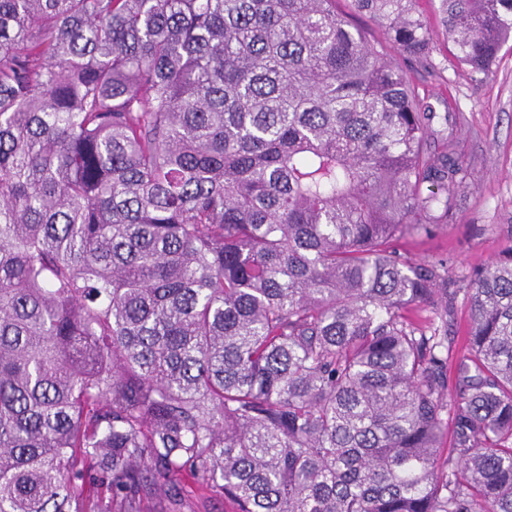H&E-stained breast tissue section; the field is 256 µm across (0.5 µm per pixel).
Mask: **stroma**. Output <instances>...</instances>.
Listing matches in <instances>:
<instances>
[{
	"label": "stroma",
	"mask_w": 512,
	"mask_h": 512,
	"mask_svg": "<svg viewBox=\"0 0 512 512\" xmlns=\"http://www.w3.org/2000/svg\"><path fill=\"white\" fill-rule=\"evenodd\" d=\"M354 22L434 110L427 150H440L451 133L462 144L472 186L460 192L452 222L427 235L404 236L398 248L417 263L442 262L452 287H467L474 269L491 266L512 246V48L503 47L493 76L478 81L448 52L441 27L433 29L430 58L419 61L401 55L371 18L358 15ZM184 497L180 506L144 499L141 512H237L233 501L189 483Z\"/></svg>",
	"instance_id": "1"
}]
</instances>
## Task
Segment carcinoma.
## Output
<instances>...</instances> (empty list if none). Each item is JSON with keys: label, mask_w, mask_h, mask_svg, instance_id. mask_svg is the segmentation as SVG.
Here are the masks:
<instances>
[{"label": "carcinoma", "mask_w": 512, "mask_h": 512, "mask_svg": "<svg viewBox=\"0 0 512 512\" xmlns=\"http://www.w3.org/2000/svg\"><path fill=\"white\" fill-rule=\"evenodd\" d=\"M337 0H0V512H512V246L457 292L459 141ZM407 57L418 0H349ZM494 73L512 0H437ZM429 305L418 322L411 306ZM184 483V499L183 505H178L159 497L145 498L141 502L142 512H173L172 510H179L181 512H190L195 510L197 512H237V505L225 499L223 495L212 493L205 490H198L196 486L190 482Z\"/></svg>", "instance_id": "carcinoma-1"}]
</instances>
